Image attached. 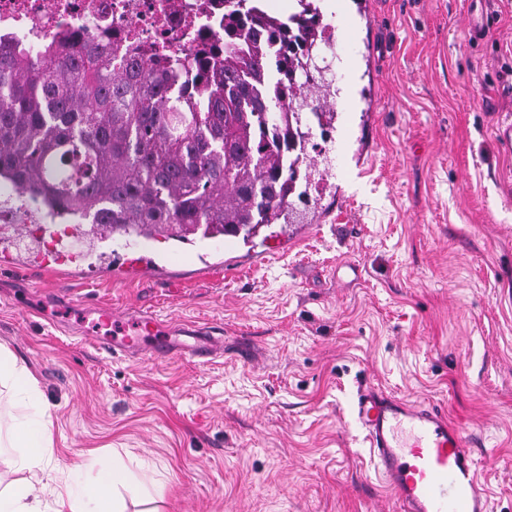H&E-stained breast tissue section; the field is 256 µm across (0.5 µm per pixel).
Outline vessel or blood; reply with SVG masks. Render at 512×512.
Wrapping results in <instances>:
<instances>
[{
    "label": "vessel or blood",
    "instance_id": "b4317fda",
    "mask_svg": "<svg viewBox=\"0 0 512 512\" xmlns=\"http://www.w3.org/2000/svg\"><path fill=\"white\" fill-rule=\"evenodd\" d=\"M97 313L99 323L112 329L104 346L115 354H181L206 363L224 352L223 338L206 326L163 322L142 310L118 317L101 307ZM353 412L401 512H491L475 443L441 406L411 404L367 385L357 391Z\"/></svg>",
    "mask_w": 512,
    "mask_h": 512
}]
</instances>
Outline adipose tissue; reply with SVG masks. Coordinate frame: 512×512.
Masks as SVG:
<instances>
[{
	"label": "adipose tissue",
	"instance_id": "ef3b65f1",
	"mask_svg": "<svg viewBox=\"0 0 512 512\" xmlns=\"http://www.w3.org/2000/svg\"><path fill=\"white\" fill-rule=\"evenodd\" d=\"M0 386L9 388L23 407L0 436V464L12 474L0 489V512H126L119 489L130 476L109 458L97 457L81 486L59 478L51 465L50 409L35 376L3 347Z\"/></svg>",
	"mask_w": 512,
	"mask_h": 512
}]
</instances>
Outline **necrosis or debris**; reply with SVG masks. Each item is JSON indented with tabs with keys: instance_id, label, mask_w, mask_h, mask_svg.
<instances>
[{
	"instance_id": "obj_1",
	"label": "necrosis or debris",
	"mask_w": 512,
	"mask_h": 512,
	"mask_svg": "<svg viewBox=\"0 0 512 512\" xmlns=\"http://www.w3.org/2000/svg\"><path fill=\"white\" fill-rule=\"evenodd\" d=\"M120 53L185 58L224 33V0H0V37L42 46L59 32Z\"/></svg>"
}]
</instances>
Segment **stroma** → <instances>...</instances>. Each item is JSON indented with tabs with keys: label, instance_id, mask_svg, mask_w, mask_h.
Instances as JSON below:
<instances>
[{
	"label": "stroma",
	"instance_id": "35a3bbf8",
	"mask_svg": "<svg viewBox=\"0 0 512 512\" xmlns=\"http://www.w3.org/2000/svg\"><path fill=\"white\" fill-rule=\"evenodd\" d=\"M317 3L337 92L316 210L61 264L14 242L0 347L51 408L54 465L119 452L127 512H398L351 412L367 382L447 407L512 512V0ZM85 303L221 327L224 355L112 356Z\"/></svg>",
	"mask_w": 512,
	"mask_h": 512
}]
</instances>
